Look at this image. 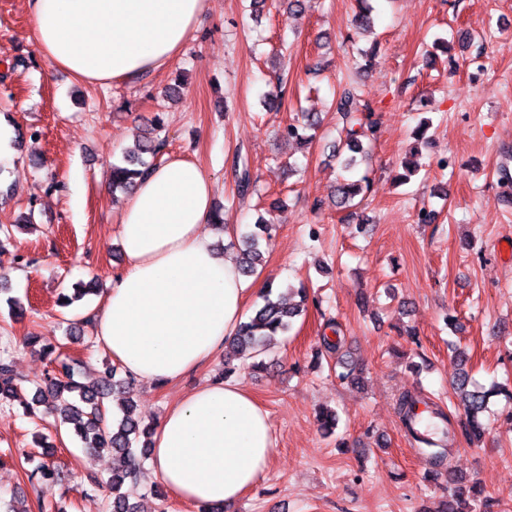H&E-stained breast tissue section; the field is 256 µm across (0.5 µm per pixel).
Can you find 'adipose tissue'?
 Listing matches in <instances>:
<instances>
[{
	"mask_svg": "<svg viewBox=\"0 0 512 512\" xmlns=\"http://www.w3.org/2000/svg\"><path fill=\"white\" fill-rule=\"evenodd\" d=\"M38 52L90 84L166 67L195 31L206 0H27ZM215 185L196 161L168 156L139 178L119 214L123 269L94 309L93 333L125 373L169 384L233 338L248 296L219 255ZM276 434L268 411L233 380L199 386L157 423L150 467L178 504L222 512L264 476Z\"/></svg>",
	"mask_w": 512,
	"mask_h": 512,
	"instance_id": "adipose-tissue-1",
	"label": "adipose tissue"
}]
</instances>
